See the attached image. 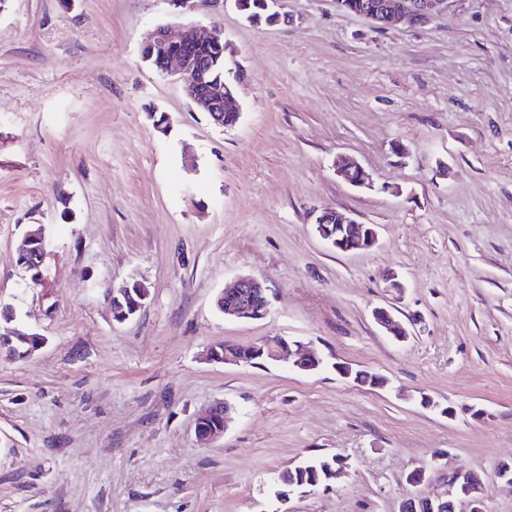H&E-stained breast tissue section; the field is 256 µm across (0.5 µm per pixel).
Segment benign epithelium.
<instances>
[{"instance_id":"benign-epithelium-1","label":"benign epithelium","mask_w":512,"mask_h":512,"mask_svg":"<svg viewBox=\"0 0 512 512\" xmlns=\"http://www.w3.org/2000/svg\"><path fill=\"white\" fill-rule=\"evenodd\" d=\"M447 0H383L381 3L364 6L357 9L356 14L363 16L376 27H388L396 23L408 26H422L446 7ZM224 47V53L229 60H234L236 52L233 46L221 40L218 36H203L192 23L167 25L160 27L153 39L146 44L151 49V55L157 57V64L164 74L176 72L179 80L183 81L198 110L208 113L212 122L224 126V113L236 112L238 107L234 97V88L227 85L217 86L210 80L213 67L212 59L200 50L209 47ZM335 167L342 176L353 186L365 187L371 185L369 174L360 168L359 163L346 156H339ZM336 217V223L350 224L354 229L350 249H367L377 241V233L372 224H359L333 208L321 209L315 217V230L319 236H324L322 224L327 217ZM226 293L239 298V304L227 309V313L239 320H248L255 315L265 316L270 304L268 289L264 282L252 275H241L233 287ZM377 324L387 330L400 341L409 337L406 327L398 323L391 312L385 308H377L373 312ZM300 352L295 367L301 371L318 369L323 359L316 352L302 353L299 344H292L280 339L276 345L267 343H250L244 348L251 356H260L265 360L280 361L289 355L291 348ZM227 419V407L218 402L198 415L195 422V432L199 440L208 442L213 436L224 431ZM479 479L473 471L452 470L448 472V495L444 499H418L407 501L403 512H416V505L424 506L427 512H456L457 501L464 499L471 505V512H481L480 504L486 492L485 484L475 485Z\"/></svg>"}]
</instances>
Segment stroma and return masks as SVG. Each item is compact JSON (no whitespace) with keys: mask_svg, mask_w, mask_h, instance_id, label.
Segmentation results:
<instances>
[{"mask_svg":"<svg viewBox=\"0 0 512 512\" xmlns=\"http://www.w3.org/2000/svg\"><path fill=\"white\" fill-rule=\"evenodd\" d=\"M277 10H0V309L44 338L0 353V512H399L445 496L452 466L482 477V512H512V0H448L418 27L336 0ZM186 22L237 50L232 129L142 58L158 26ZM341 154L374 188L337 175ZM325 207L376 225L377 244L330 247ZM39 227L34 282L17 249ZM243 274L269 289L261 320L216 308ZM134 280L149 297L116 321L112 294ZM279 338L323 366L205 357ZM218 402L233 419L200 445L196 416ZM311 456L339 457L341 477L280 500L278 475Z\"/></svg>","mask_w":512,"mask_h":512,"instance_id":"35a3bbf8","label":"stroma"}]
</instances>
